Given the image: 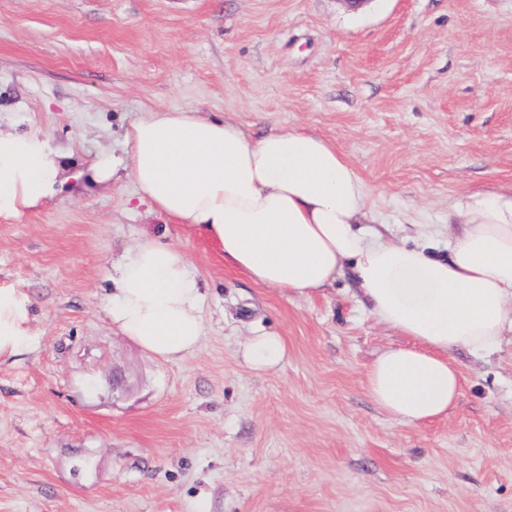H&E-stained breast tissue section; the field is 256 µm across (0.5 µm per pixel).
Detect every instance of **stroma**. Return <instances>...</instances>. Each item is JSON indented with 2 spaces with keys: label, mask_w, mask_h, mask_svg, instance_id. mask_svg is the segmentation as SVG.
Masks as SVG:
<instances>
[{
  "label": "stroma",
  "mask_w": 512,
  "mask_h": 512,
  "mask_svg": "<svg viewBox=\"0 0 512 512\" xmlns=\"http://www.w3.org/2000/svg\"><path fill=\"white\" fill-rule=\"evenodd\" d=\"M178 108L252 141H331L371 227L444 249L467 194L512 188V0H0L1 131L83 169ZM146 238L184 251L204 295V336L175 362L102 309ZM1 286L28 297L35 344L0 359V512H512V335L457 352L447 416L399 425L365 373L403 338L348 279L308 299L257 286L124 173L0 215ZM266 331L288 356L260 375L241 348Z\"/></svg>",
  "instance_id": "35a3bbf8"
}]
</instances>
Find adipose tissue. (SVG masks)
Segmentation results:
<instances>
[{"label": "adipose tissue", "mask_w": 512, "mask_h": 512, "mask_svg": "<svg viewBox=\"0 0 512 512\" xmlns=\"http://www.w3.org/2000/svg\"><path fill=\"white\" fill-rule=\"evenodd\" d=\"M126 157L100 153L94 183L128 169L140 199L216 241L255 284L308 298L350 275L359 300L406 346L384 349L365 373L371 400L402 425L446 416L461 386L457 351H490L512 333V189L469 193L447 250L408 247L361 226L365 190L330 141L298 128L249 141L233 124L190 109L154 110L125 132ZM63 157L37 132H0V215L43 206L63 190ZM104 311L124 336L163 361L204 335L197 276L176 247L147 238L113 264ZM29 301L0 287V358L28 351ZM254 371L280 369L282 336L242 346Z\"/></svg>", "instance_id": "1"}]
</instances>
